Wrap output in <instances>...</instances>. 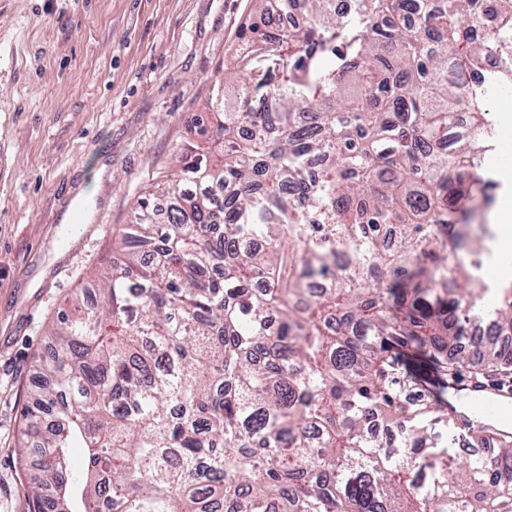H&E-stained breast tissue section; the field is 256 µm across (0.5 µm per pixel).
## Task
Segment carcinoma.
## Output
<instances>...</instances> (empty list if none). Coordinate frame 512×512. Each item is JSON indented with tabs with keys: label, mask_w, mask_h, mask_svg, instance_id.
I'll return each mask as SVG.
<instances>
[{
	"label": "carcinoma",
	"mask_w": 512,
	"mask_h": 512,
	"mask_svg": "<svg viewBox=\"0 0 512 512\" xmlns=\"http://www.w3.org/2000/svg\"><path fill=\"white\" fill-rule=\"evenodd\" d=\"M271 1L295 3L255 0L207 144L58 314L22 413L33 512H512V433L481 427L459 463L435 408L455 365L512 367V281L449 247L459 222L475 256L494 239L512 0L492 25L476 0H304L298 28ZM401 352L422 399L395 394ZM491 107L497 140L495 153L489 156L488 163L494 167H507L512 171V119L508 122L503 119L504 115L512 118V88L495 94ZM506 151L509 164L500 162L501 155Z\"/></svg>",
	"instance_id": "cac0c4a2"
}]
</instances>
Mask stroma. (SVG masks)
I'll return each instance as SVG.
<instances>
[{"label":"stroma","instance_id":"1","mask_svg":"<svg viewBox=\"0 0 512 512\" xmlns=\"http://www.w3.org/2000/svg\"><path fill=\"white\" fill-rule=\"evenodd\" d=\"M253 0H0V512H31L19 435L58 313L171 183ZM512 154V88L494 95Z\"/></svg>","mask_w":512,"mask_h":512}]
</instances>
